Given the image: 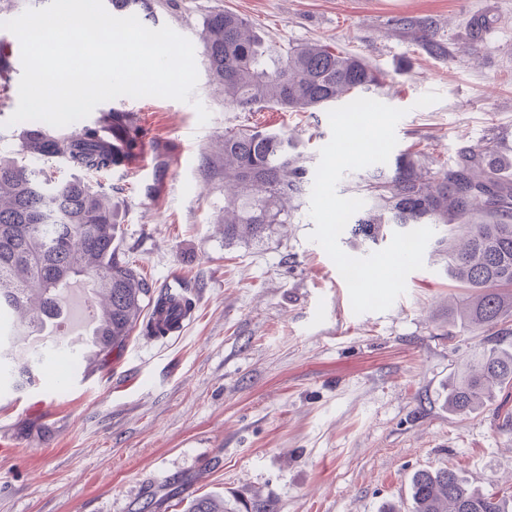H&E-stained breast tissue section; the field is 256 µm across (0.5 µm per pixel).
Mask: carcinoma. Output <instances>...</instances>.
<instances>
[{"label":"carcinoma","instance_id":"carcinoma-1","mask_svg":"<svg viewBox=\"0 0 512 512\" xmlns=\"http://www.w3.org/2000/svg\"><path fill=\"white\" fill-rule=\"evenodd\" d=\"M119 15L142 10L149 0H111ZM432 55H445L436 27L423 18L397 20ZM202 43L212 82L224 90V105L239 112L276 109L311 112L348 96L381 88L387 76L329 42L292 45L272 52L250 23L230 11L204 19ZM138 130L97 126L77 135L55 136L53 155L43 154L44 130H33L21 149L0 152V331L6 315L36 303L27 325L10 329L0 344V378L19 390L35 379L43 362L21 345L60 317V298L79 277L90 279L106 302L81 354L85 370L99 371L122 350L136 328L154 336L144 308L162 306L168 293L156 289L114 244L116 225L107 196L86 176L109 174L126 158ZM40 157L44 166L27 163ZM288 138L242 126L224 131V242L263 238L274 224L290 223L288 202L303 191L304 167ZM371 203L345 227L348 243L378 244L394 226L412 230L442 226L437 252L448 275L471 293L450 309L448 325L484 336L448 380V411L467 415L484 408L496 390L512 389V182L502 178L497 146L465 149L457 162L439 169L409 154L375 168L357 186ZM412 512H512L495 493L469 489L451 469L421 470L410 480ZM188 512H227L218 496L195 498Z\"/></svg>","mask_w":512,"mask_h":512}]
</instances>
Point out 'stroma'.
<instances>
[{
  "instance_id": "1",
  "label": "stroma",
  "mask_w": 512,
  "mask_h": 512,
  "mask_svg": "<svg viewBox=\"0 0 512 512\" xmlns=\"http://www.w3.org/2000/svg\"><path fill=\"white\" fill-rule=\"evenodd\" d=\"M146 27L167 25L195 51L190 101L142 97L140 137L167 158L155 182L141 160L100 177L120 225L119 254L160 286L188 284L194 312L181 334L132 333L108 370L83 365L0 388V512H186L183 488L223 498L229 512L263 500L274 512H411L410 478L448 468L467 486L512 495V392L460 416L443 404L449 377L480 344L448 331L464 289L434 245L383 312L354 314L348 287L310 235V196L263 241H224V132L241 124L301 145L306 182L331 138L326 110L237 112L211 82L207 15L246 17L275 48L322 39L387 76L373 99L405 109L396 153L454 163L497 144L512 180V0H151ZM432 21L448 45L430 56L399 29ZM9 78L0 150L33 121L9 124L22 74L17 37L0 27ZM434 91L439 102L416 107ZM211 117L199 123L198 107ZM202 482H194L198 470Z\"/></svg>"
}]
</instances>
